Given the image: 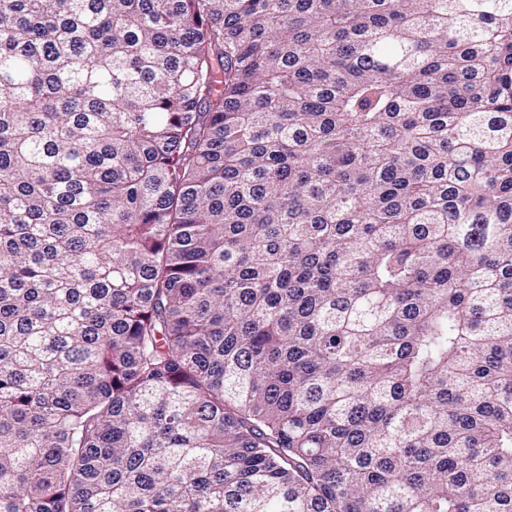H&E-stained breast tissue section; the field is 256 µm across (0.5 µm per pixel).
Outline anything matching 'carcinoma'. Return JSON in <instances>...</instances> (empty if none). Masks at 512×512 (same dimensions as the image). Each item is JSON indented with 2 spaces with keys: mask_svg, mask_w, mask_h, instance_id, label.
<instances>
[{
  "mask_svg": "<svg viewBox=\"0 0 512 512\" xmlns=\"http://www.w3.org/2000/svg\"><path fill=\"white\" fill-rule=\"evenodd\" d=\"M0 512H512V0H0Z\"/></svg>",
  "mask_w": 512,
  "mask_h": 512,
  "instance_id": "1",
  "label": "carcinoma"
}]
</instances>
